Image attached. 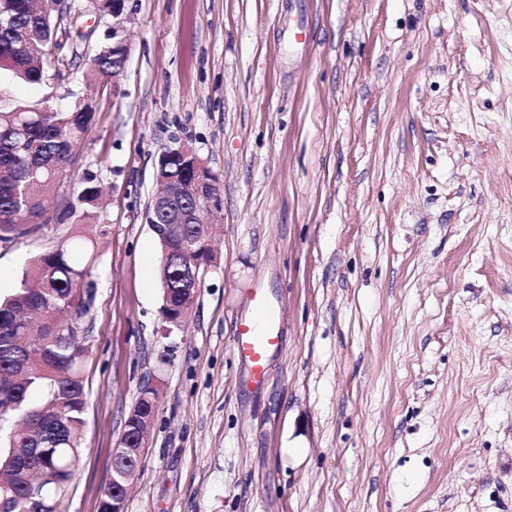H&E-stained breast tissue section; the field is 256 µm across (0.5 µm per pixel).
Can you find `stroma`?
<instances>
[{
  "label": "stroma",
  "mask_w": 512,
  "mask_h": 512,
  "mask_svg": "<svg viewBox=\"0 0 512 512\" xmlns=\"http://www.w3.org/2000/svg\"><path fill=\"white\" fill-rule=\"evenodd\" d=\"M130 57L78 147L99 187L81 325L98 512L142 386L159 401L124 512H512V0H130ZM70 105L68 86L7 82ZM219 179L183 327L145 212L160 155ZM59 227L0 248V296ZM281 349L232 350L255 293Z\"/></svg>",
  "instance_id": "obj_1"
}]
</instances>
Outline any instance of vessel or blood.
<instances>
[{"instance_id":"b4317fda","label":"vessel or blood","mask_w":512,"mask_h":512,"mask_svg":"<svg viewBox=\"0 0 512 512\" xmlns=\"http://www.w3.org/2000/svg\"><path fill=\"white\" fill-rule=\"evenodd\" d=\"M280 315L264 295L256 294L253 311L244 317L233 340L234 352L248 367L254 382L266 375L268 357L281 345Z\"/></svg>"}]
</instances>
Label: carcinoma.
Returning <instances> with one entry per match:
<instances>
[{
	"label": "carcinoma",
	"mask_w": 512,
	"mask_h": 512,
	"mask_svg": "<svg viewBox=\"0 0 512 512\" xmlns=\"http://www.w3.org/2000/svg\"><path fill=\"white\" fill-rule=\"evenodd\" d=\"M86 0L37 6L34 0H0V71L31 84H41L48 71L58 82L74 81L84 65L85 90L93 92L106 76L121 70L124 58L106 42L85 45L88 35L67 21L71 9ZM65 110L37 111L0 96V245L37 236L47 222L43 199L57 194L63 173L78 162L76 145L89 129V97L72 92ZM165 176L187 181L191 171L174 152L159 162ZM85 186L53 221L68 225L83 205L90 211L98 189ZM211 224H183L155 234L161 246L162 315L170 323L186 300V285L202 278L205 268L195 261L208 257ZM89 236H72L34 256L14 291L0 298V425L14 422L18 432L0 449V497L10 498L12 512H59L80 463L79 433L86 407L84 362L89 340L72 333L92 300L85 283L86 263L93 252ZM158 402V392L142 390L125 423L122 447L135 448L144 419ZM136 468L134 457L117 455L115 482L106 486L99 512H112L121 501L123 479Z\"/></svg>",
	"instance_id": "cac0c4a2"
}]
</instances>
